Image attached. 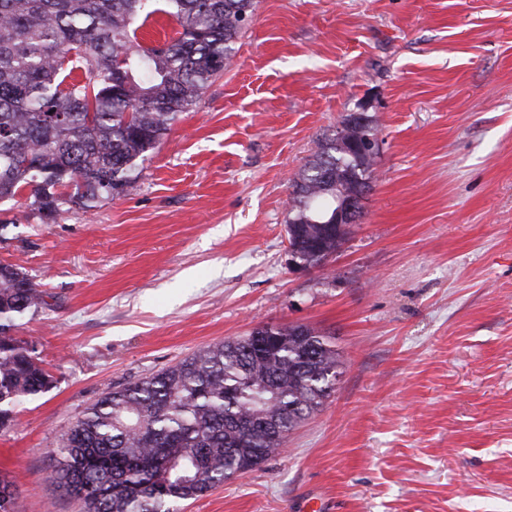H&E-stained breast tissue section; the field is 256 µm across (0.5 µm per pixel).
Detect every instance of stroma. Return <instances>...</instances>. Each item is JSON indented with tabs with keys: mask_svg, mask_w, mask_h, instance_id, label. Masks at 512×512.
Masks as SVG:
<instances>
[{
	"mask_svg": "<svg viewBox=\"0 0 512 512\" xmlns=\"http://www.w3.org/2000/svg\"><path fill=\"white\" fill-rule=\"evenodd\" d=\"M380 130L363 215L288 265L291 183L349 112ZM15 331L53 388L0 431L18 512H83L57 440L106 393L264 324L341 355L284 449L181 512H512V0H256L231 66L124 196L41 223L0 201Z\"/></svg>",
	"mask_w": 512,
	"mask_h": 512,
	"instance_id": "obj_1",
	"label": "stroma"
}]
</instances>
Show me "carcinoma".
Wrapping results in <instances>:
<instances>
[{
    "label": "carcinoma",
    "mask_w": 512,
    "mask_h": 512,
    "mask_svg": "<svg viewBox=\"0 0 512 512\" xmlns=\"http://www.w3.org/2000/svg\"><path fill=\"white\" fill-rule=\"evenodd\" d=\"M255 0H0V200L25 193L47 223L121 197L210 81L233 61ZM177 25L161 48L136 23ZM377 155L339 134L317 140L292 181L288 250L319 267L348 224L336 197L373 180ZM46 305L20 265L0 276V428L55 383L14 336ZM340 352L306 325L265 324L209 346L90 407L57 442L54 478L85 512H178L278 453L335 389ZM0 512H15L0 474Z\"/></svg>",
    "instance_id": "obj_1"
}]
</instances>
